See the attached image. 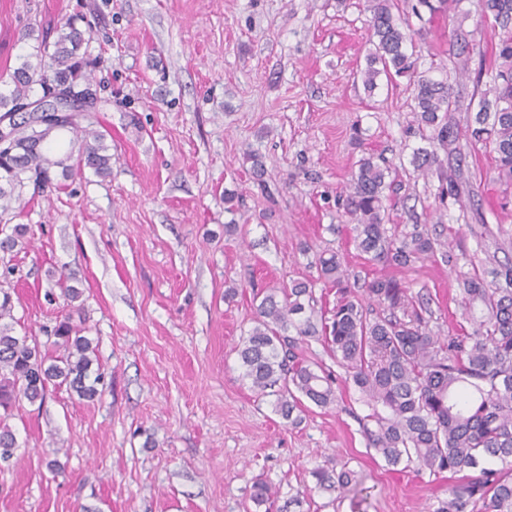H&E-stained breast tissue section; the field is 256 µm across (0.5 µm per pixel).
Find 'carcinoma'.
<instances>
[{"instance_id": "cac0c4a2", "label": "carcinoma", "mask_w": 512, "mask_h": 512, "mask_svg": "<svg viewBox=\"0 0 512 512\" xmlns=\"http://www.w3.org/2000/svg\"><path fill=\"white\" fill-rule=\"evenodd\" d=\"M479 18L492 21L498 39L495 67L489 88L480 93L471 128L461 131L454 119L462 96L443 81L416 71L407 52L415 33L393 14L394 0H368L371 12L364 85L371 90L376 78L406 77L413 87V112L419 134L428 146L413 153L414 169L424 174L441 168L437 149L461 153L460 141L474 150L494 153L498 177L512 183V0H478ZM72 17L60 26L52 51L24 60L0 74L10 85L0 92V115L15 116L19 126L30 117L21 107L37 88H65L92 82L91 72L79 58L89 42L87 32ZM457 68L468 69L474 50L472 32L458 26L452 32ZM381 68H376V65ZM69 150L57 155L47 143L56 130L28 131L30 144L21 154L0 152V212L6 214L21 201L32 183L54 186L86 169L102 178L112 175V155L105 134L89 127L67 126ZM392 167L385 159L364 157L345 185L346 214L353 223L354 242L370 265L407 267L436 252L442 243L419 225L412 230L385 224L387 178ZM0 252H13L30 234L26 224L3 225ZM317 279L336 289L329 310L318 306L314 282L293 280L283 288L268 289L256 307L255 325L242 337L238 354L243 378L259 396L274 397L275 411L287 421L306 399L320 408L336 404L333 371L305 363L296 354L298 339L318 336L336 363L371 406L368 415L376 429L368 440L384 460L397 466L413 464L432 474H463L449 498L434 512H466L474 500L483 512H512V263L487 269L473 262L456 265L461 306L471 329L462 328L444 338L428 327L424 313L428 299L412 295L401 280L377 272L368 282V300L383 307L376 313L352 289L347 270L334 252L315 261ZM492 276L487 281L486 276ZM12 297L0 291V407L42 403L48 384L69 386L78 397L93 401L104 384L101 372H92L95 348L83 330L65 316L47 333L58 355L49 358L34 336H17L9 320ZM295 330L296 336L288 335ZM0 415V462L16 448V437ZM498 461L495 469L489 462ZM316 484L326 490H344L355 481L354 471H312Z\"/></svg>"}]
</instances>
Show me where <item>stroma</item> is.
<instances>
[{"mask_svg":"<svg viewBox=\"0 0 512 512\" xmlns=\"http://www.w3.org/2000/svg\"><path fill=\"white\" fill-rule=\"evenodd\" d=\"M79 1L96 60L90 120L112 175L25 188L8 217L31 233L0 255L16 268L0 288L14 294L16 334L36 335L68 312L56 287L68 276L105 386L88 403L52 385L42 405L15 409L0 512H435L457 477L388 465L370 447L371 409L323 342L306 339L298 353L334 370L337 402L305 403L295 425L252 391L237 349L254 324V290L312 278L332 308L334 292L316 279L321 252H336L365 291L372 272L338 198L361 157L395 170L390 223L451 244V257L393 271L429 298L442 335L466 322L453 258L512 261V185L482 149L460 163L469 184L459 198L443 195L439 175L415 172L423 141L407 79L381 75L371 91L362 81L366 0H0V70L54 42ZM397 3L416 32L417 71L471 96L496 42L478 0L459 6L476 44L465 78L447 6ZM228 224L237 234L225 235ZM317 467L349 468L356 482L318 488ZM258 482L274 490L272 507L253 501Z\"/></svg>","mask_w":512,"mask_h":512,"instance_id":"1","label":"stroma"}]
</instances>
